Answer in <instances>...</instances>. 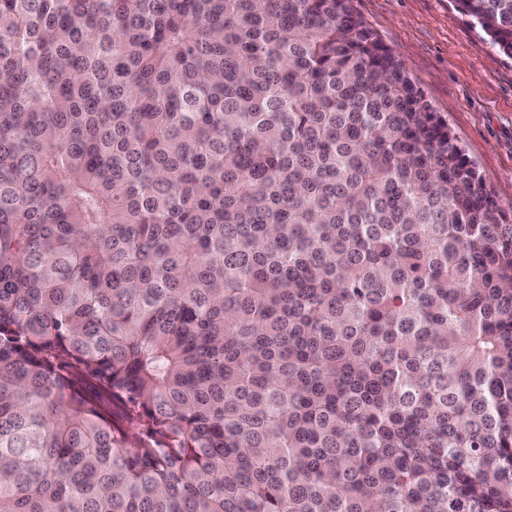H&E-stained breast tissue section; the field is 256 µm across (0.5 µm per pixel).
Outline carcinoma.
<instances>
[{"label":"carcinoma","mask_w":512,"mask_h":512,"mask_svg":"<svg viewBox=\"0 0 512 512\" xmlns=\"http://www.w3.org/2000/svg\"><path fill=\"white\" fill-rule=\"evenodd\" d=\"M0 512H512V224L353 0H0Z\"/></svg>","instance_id":"obj_1"}]
</instances>
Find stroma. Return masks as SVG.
I'll return each instance as SVG.
<instances>
[{"label": "stroma", "mask_w": 512, "mask_h": 512, "mask_svg": "<svg viewBox=\"0 0 512 512\" xmlns=\"http://www.w3.org/2000/svg\"><path fill=\"white\" fill-rule=\"evenodd\" d=\"M448 123L512 222V56L493 48L453 0H354Z\"/></svg>", "instance_id": "obj_1"}]
</instances>
